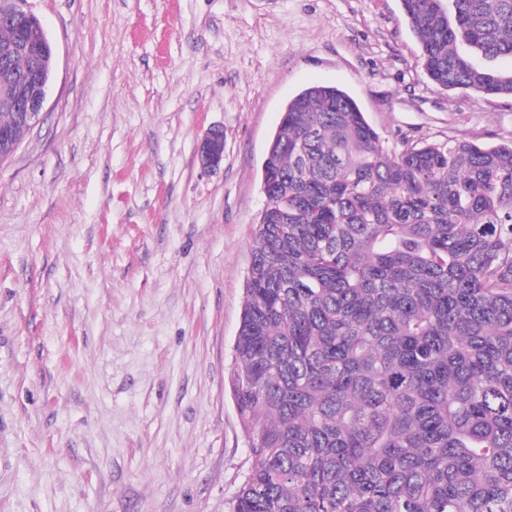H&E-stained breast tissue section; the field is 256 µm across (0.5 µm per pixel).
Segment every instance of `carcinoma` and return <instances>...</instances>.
Here are the masks:
<instances>
[{
  "mask_svg": "<svg viewBox=\"0 0 512 512\" xmlns=\"http://www.w3.org/2000/svg\"><path fill=\"white\" fill-rule=\"evenodd\" d=\"M443 90L512 97V0H401ZM231 512H512V143L387 151L332 85L270 143Z\"/></svg>",
  "mask_w": 512,
  "mask_h": 512,
  "instance_id": "carcinoma-1",
  "label": "carcinoma"
}]
</instances>
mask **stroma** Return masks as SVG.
Instances as JSON below:
<instances>
[{
	"label": "stroma",
	"mask_w": 512,
	"mask_h": 512,
	"mask_svg": "<svg viewBox=\"0 0 512 512\" xmlns=\"http://www.w3.org/2000/svg\"><path fill=\"white\" fill-rule=\"evenodd\" d=\"M29 6L55 58L0 163V512H230L233 344L288 100L336 86L391 150L510 142L512 98L436 87L400 0ZM197 157L203 168H215L224 161V133L210 128L198 144Z\"/></svg>",
	"instance_id": "obj_1"
}]
</instances>
